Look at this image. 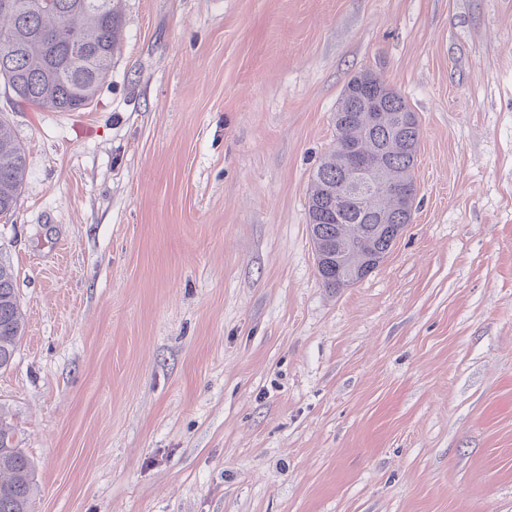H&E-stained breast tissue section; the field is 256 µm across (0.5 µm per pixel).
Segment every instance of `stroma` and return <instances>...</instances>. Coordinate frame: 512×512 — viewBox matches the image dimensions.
<instances>
[{"label":"stroma","mask_w":512,"mask_h":512,"mask_svg":"<svg viewBox=\"0 0 512 512\" xmlns=\"http://www.w3.org/2000/svg\"><path fill=\"white\" fill-rule=\"evenodd\" d=\"M365 70L415 209L333 291L307 199ZM0 117L33 512H512V0H125L91 105ZM26 173V157L14 139L11 126L0 118V221L14 215Z\"/></svg>","instance_id":"1"}]
</instances>
